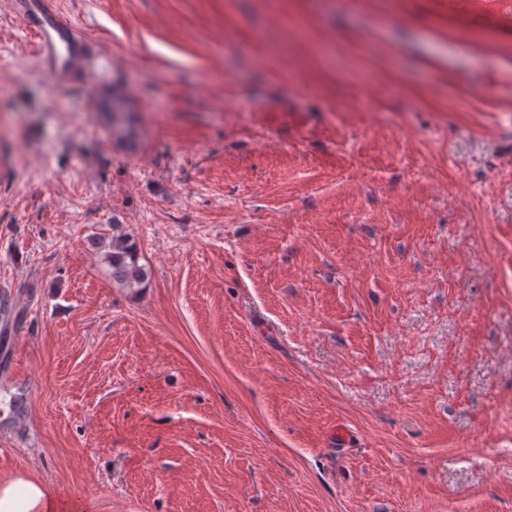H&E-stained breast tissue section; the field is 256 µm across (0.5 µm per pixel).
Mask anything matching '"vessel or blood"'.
I'll return each instance as SVG.
<instances>
[{
    "label": "vessel or blood",
    "mask_w": 512,
    "mask_h": 512,
    "mask_svg": "<svg viewBox=\"0 0 512 512\" xmlns=\"http://www.w3.org/2000/svg\"><path fill=\"white\" fill-rule=\"evenodd\" d=\"M7 10L19 30L35 42L34 59L56 85L63 86L90 72L91 51L75 21L59 0H6ZM92 109L99 114L127 112L125 95L104 79L90 85Z\"/></svg>",
    "instance_id": "b4317fda"
}]
</instances>
